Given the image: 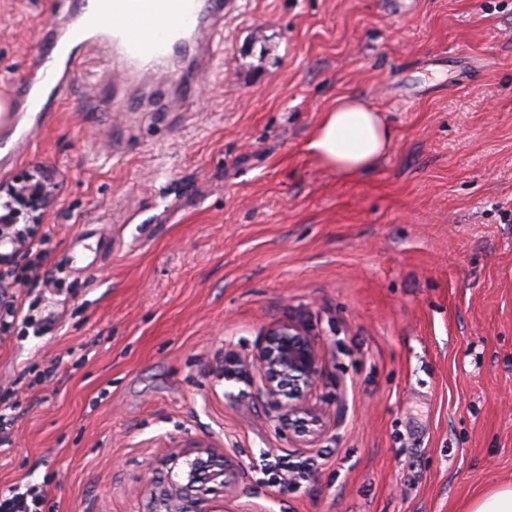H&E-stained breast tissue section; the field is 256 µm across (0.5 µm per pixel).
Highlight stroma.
Masks as SVG:
<instances>
[{"label":"stroma","mask_w":512,"mask_h":512,"mask_svg":"<svg viewBox=\"0 0 512 512\" xmlns=\"http://www.w3.org/2000/svg\"><path fill=\"white\" fill-rule=\"evenodd\" d=\"M54 0H0V96ZM91 64L0 172L54 288L0 329V490L41 512H141L145 472L197 439L249 472L242 512H468L512 483V0H237L191 111L116 112ZM394 132L346 180L305 150L337 96ZM92 260L85 272L71 257ZM324 348L314 445L259 402L271 323ZM323 456L298 490L261 469ZM42 493L31 487L21 492L20 487H11L0 492L1 512H38Z\"/></svg>","instance_id":"1"}]
</instances>
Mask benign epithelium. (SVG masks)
I'll return each instance as SVG.
<instances>
[{
  "label": "benign epithelium",
  "instance_id": "1",
  "mask_svg": "<svg viewBox=\"0 0 512 512\" xmlns=\"http://www.w3.org/2000/svg\"><path fill=\"white\" fill-rule=\"evenodd\" d=\"M323 357L311 330L288 320L271 324L249 355L260 379L256 398L283 410L288 431L303 445L317 442L329 421L311 401ZM163 465L161 476L145 478L144 512H237L248 473L226 449L190 440L171 449Z\"/></svg>",
  "mask_w": 512,
  "mask_h": 512
}]
</instances>
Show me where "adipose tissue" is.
Instances as JSON below:
<instances>
[{"label": "adipose tissue", "instance_id": "1", "mask_svg": "<svg viewBox=\"0 0 512 512\" xmlns=\"http://www.w3.org/2000/svg\"><path fill=\"white\" fill-rule=\"evenodd\" d=\"M392 141V131L376 109L359 97L343 95L323 112L306 149L339 177L352 179L372 170Z\"/></svg>", "mask_w": 512, "mask_h": 512}]
</instances>
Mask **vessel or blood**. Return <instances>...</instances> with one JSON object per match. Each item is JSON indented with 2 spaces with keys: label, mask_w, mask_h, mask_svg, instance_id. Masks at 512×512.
<instances>
[{
  "label": "vessel or blood",
  "mask_w": 512,
  "mask_h": 512,
  "mask_svg": "<svg viewBox=\"0 0 512 512\" xmlns=\"http://www.w3.org/2000/svg\"><path fill=\"white\" fill-rule=\"evenodd\" d=\"M232 0H58L43 45L14 91L16 109L0 114V164L9 165L40 133L88 60L103 73L95 89L117 109L130 89L182 112L197 86L219 69L224 14Z\"/></svg>",
  "instance_id": "obj_1"
}]
</instances>
